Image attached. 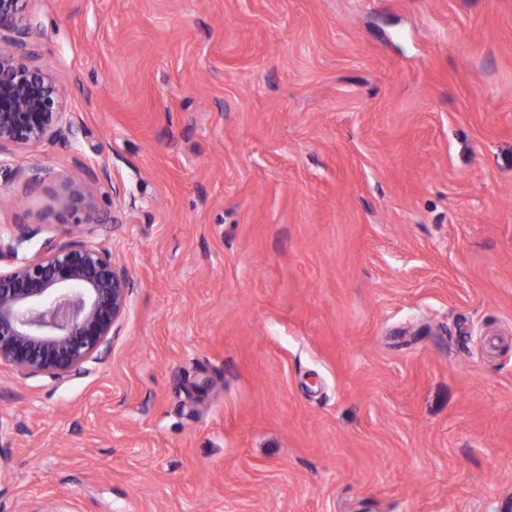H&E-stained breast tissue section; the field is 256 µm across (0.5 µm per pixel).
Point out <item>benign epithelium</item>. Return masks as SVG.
<instances>
[{
    "label": "benign epithelium",
    "instance_id": "1",
    "mask_svg": "<svg viewBox=\"0 0 512 512\" xmlns=\"http://www.w3.org/2000/svg\"><path fill=\"white\" fill-rule=\"evenodd\" d=\"M26 0H0V154L64 139L71 122L52 74L29 63ZM67 206L94 209L90 187L70 188ZM26 225L0 237V362L25 375L77 376L111 342L134 282L110 252L49 239L18 260Z\"/></svg>",
    "mask_w": 512,
    "mask_h": 512
}]
</instances>
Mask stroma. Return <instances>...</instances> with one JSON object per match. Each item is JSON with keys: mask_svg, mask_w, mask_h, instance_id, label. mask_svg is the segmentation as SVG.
Segmentation results:
<instances>
[{"mask_svg": "<svg viewBox=\"0 0 512 512\" xmlns=\"http://www.w3.org/2000/svg\"><path fill=\"white\" fill-rule=\"evenodd\" d=\"M26 10L72 132L0 235L135 288L83 375L0 363V512H512V0ZM67 206L74 212L85 209L89 212L87 219H90V212L94 209L91 188L85 185L71 187L67 197Z\"/></svg>", "mask_w": 512, "mask_h": 512, "instance_id": "obj_1", "label": "stroma"}]
</instances>
